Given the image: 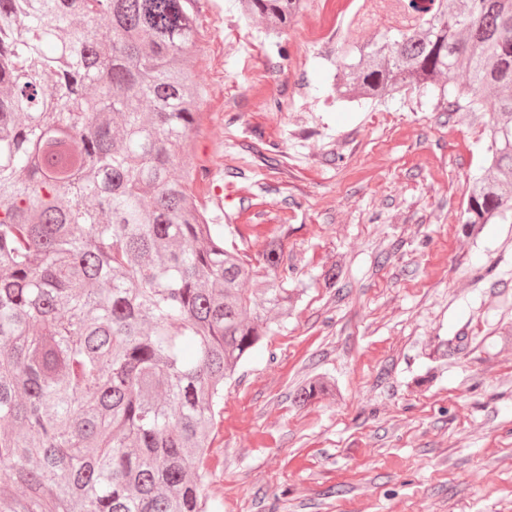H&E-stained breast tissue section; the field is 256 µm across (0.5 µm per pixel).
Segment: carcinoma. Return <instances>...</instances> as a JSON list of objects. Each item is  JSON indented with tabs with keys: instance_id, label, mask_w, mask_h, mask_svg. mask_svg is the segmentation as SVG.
<instances>
[{
	"instance_id": "carcinoma-1",
	"label": "carcinoma",
	"mask_w": 512,
	"mask_h": 512,
	"mask_svg": "<svg viewBox=\"0 0 512 512\" xmlns=\"http://www.w3.org/2000/svg\"><path fill=\"white\" fill-rule=\"evenodd\" d=\"M237 5L277 36L305 0ZM197 13L0 0V512H219L203 459L224 379L300 289L281 238L253 265L199 208L201 170L173 173L201 128ZM324 59L340 99L489 113L460 219L512 220V0H362ZM335 391L314 377L296 399Z\"/></svg>"
}]
</instances>
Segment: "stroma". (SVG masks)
Segmentation results:
<instances>
[{
  "label": "stroma",
  "instance_id": "obj_1",
  "mask_svg": "<svg viewBox=\"0 0 512 512\" xmlns=\"http://www.w3.org/2000/svg\"><path fill=\"white\" fill-rule=\"evenodd\" d=\"M325 2L284 60L260 18L199 0L193 192L249 261L280 236L302 287L224 387L206 492L220 512H512V223L459 222L485 127L415 93L329 96ZM318 374L335 394L295 404Z\"/></svg>",
  "mask_w": 512,
  "mask_h": 512
}]
</instances>
